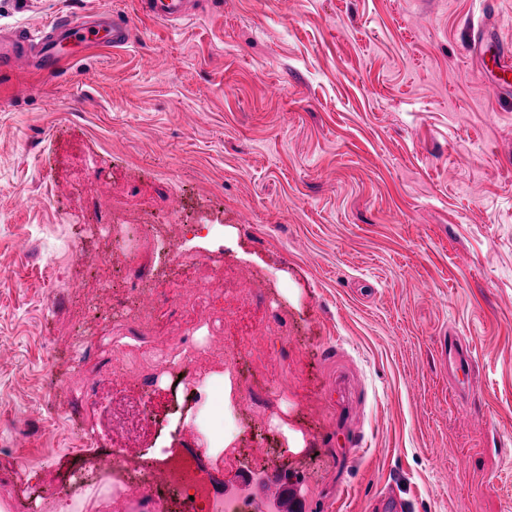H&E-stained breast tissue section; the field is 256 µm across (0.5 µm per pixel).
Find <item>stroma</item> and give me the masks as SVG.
I'll return each mask as SVG.
<instances>
[{"mask_svg": "<svg viewBox=\"0 0 512 512\" xmlns=\"http://www.w3.org/2000/svg\"><path fill=\"white\" fill-rule=\"evenodd\" d=\"M91 11L133 41L79 54L54 79L0 72V484L10 512H54L37 496L83 460L156 447L128 433L118 402L177 412L167 376L139 381L156 354L198 326L215 369L233 375L236 447L288 486L302 512H512V84L486 34L512 46V0H202L193 19L144 17L138 0H0V35ZM121 205L158 238L151 259L167 324L130 333L124 286L90 271ZM217 224L211 245L179 223ZM80 253L72 259L61 237ZM209 256L260 297L224 322V291L182 285ZM96 292L97 309L79 307ZM276 310L268 317L266 308ZM85 319L125 358L74 427L60 384L78 366ZM345 377L362 450L329 400ZM300 432L288 449L273 418Z\"/></svg>", "mask_w": 512, "mask_h": 512, "instance_id": "35a3bbf8", "label": "stroma"}]
</instances>
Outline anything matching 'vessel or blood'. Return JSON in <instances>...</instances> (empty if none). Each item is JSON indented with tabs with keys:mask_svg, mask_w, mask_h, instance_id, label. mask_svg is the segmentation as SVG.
<instances>
[{
	"mask_svg": "<svg viewBox=\"0 0 512 512\" xmlns=\"http://www.w3.org/2000/svg\"><path fill=\"white\" fill-rule=\"evenodd\" d=\"M149 17L177 23L192 13V0H140ZM132 28L125 23L105 19L62 16L38 33L26 32L0 39V70L13 69L19 59H34L44 76L61 74L73 49L92 47L119 48L131 43Z\"/></svg>",
	"mask_w": 512,
	"mask_h": 512,
	"instance_id": "b4317fda",
	"label": "vessel or blood"
}]
</instances>
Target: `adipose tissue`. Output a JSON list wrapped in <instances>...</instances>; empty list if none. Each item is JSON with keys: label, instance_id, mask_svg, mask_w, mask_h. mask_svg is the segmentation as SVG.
Here are the masks:
<instances>
[{"label": "adipose tissue", "instance_id": "ef3b65f1", "mask_svg": "<svg viewBox=\"0 0 512 512\" xmlns=\"http://www.w3.org/2000/svg\"><path fill=\"white\" fill-rule=\"evenodd\" d=\"M195 391L197 399L194 406L189 407L177 423L198 432L202 437L205 456L217 463L233 437L232 381L229 374L214 371L198 383Z\"/></svg>", "mask_w": 512, "mask_h": 512}]
</instances>
